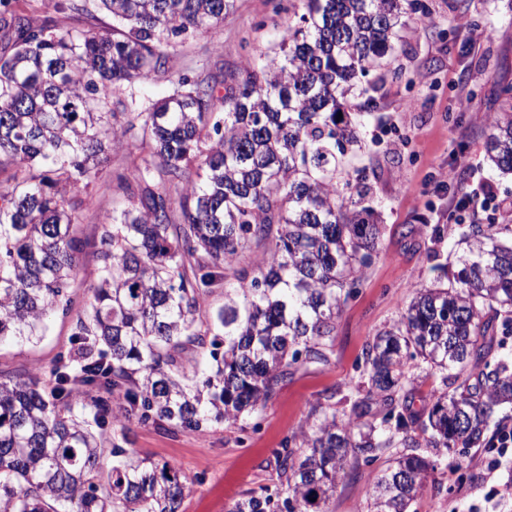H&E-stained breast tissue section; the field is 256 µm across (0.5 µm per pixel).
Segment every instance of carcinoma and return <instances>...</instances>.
Wrapping results in <instances>:
<instances>
[{
  "label": "carcinoma",
  "mask_w": 512,
  "mask_h": 512,
  "mask_svg": "<svg viewBox=\"0 0 512 512\" xmlns=\"http://www.w3.org/2000/svg\"><path fill=\"white\" fill-rule=\"evenodd\" d=\"M238 0H79L61 27L0 11V344L30 342L69 292L82 242L80 188L140 130L126 204L100 225L97 281L70 348L43 380H0V512H182L181 470L122 447L114 424L199 431L245 422L300 364L329 362L336 320L380 250L363 148L402 34L431 18L417 0H271L297 22L224 75L206 70L157 100L116 92L168 82L170 37H218ZM485 160L512 172V105L486 119ZM263 248L247 268L242 256ZM445 286H414L362 352L354 390L310 411L277 452L283 498L250 493L230 512H327L350 459L388 455L368 512H410L457 448H479L512 404V238L461 224ZM224 289V305L203 309ZM435 376L415 411V374ZM305 449L295 456L294 447ZM418 448L435 450L434 458Z\"/></svg>",
  "instance_id": "carcinoma-1"
}]
</instances>
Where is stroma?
<instances>
[{"label": "stroma", "mask_w": 512, "mask_h": 512, "mask_svg": "<svg viewBox=\"0 0 512 512\" xmlns=\"http://www.w3.org/2000/svg\"><path fill=\"white\" fill-rule=\"evenodd\" d=\"M434 21L427 30L408 31L398 49L404 72L375 94L376 109L363 115L365 153L357 162L371 186L388 231L358 293L344 305L326 365L299 366L247 426L215 425L194 432H166L130 422L115 431L117 442L157 462L176 464L192 482L183 512H229L253 491H277L276 452L299 433L311 408L330 393H349L358 379L364 346L397 320L416 283L439 280V258L447 257L456 224L447 217V198L436 191L439 174L469 161L481 163L484 117L502 107L500 89L512 83V0H427ZM466 17L490 34L469 49L454 20ZM287 13H274L269 0H239L224 20L222 38L203 31L173 38L168 48L171 79L148 85L145 96L158 99L173 80L194 78L201 70L223 75L243 71L246 61L267 50ZM139 152L134 140L111 149L109 160L80 195L87 202L78 234L89 247L81 254L72 285L75 308H82L96 280L91 249L106 215L123 208L118 176H130ZM414 235H397L400 226ZM439 241H432L433 229ZM73 316L54 314L34 344L0 346V380L41 378L69 344ZM385 458L358 462L339 481L328 512H367L373 484ZM414 512H512V451L470 448L449 454L448 466L428 478L412 505Z\"/></svg>", "instance_id": "stroma-1"}]
</instances>
